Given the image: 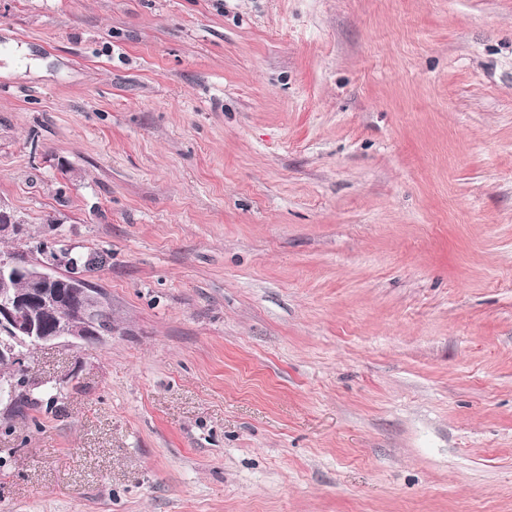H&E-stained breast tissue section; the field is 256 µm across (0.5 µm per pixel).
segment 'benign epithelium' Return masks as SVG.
Here are the masks:
<instances>
[{
  "mask_svg": "<svg viewBox=\"0 0 512 512\" xmlns=\"http://www.w3.org/2000/svg\"><path fill=\"white\" fill-rule=\"evenodd\" d=\"M38 254L34 261H0V361L17 367L10 376L0 374V404L13 403L32 386L24 349L62 342L78 347L112 331L101 319L105 296L91 287L85 272L93 256L47 242ZM18 278L29 288L10 287Z\"/></svg>",
  "mask_w": 512,
  "mask_h": 512,
  "instance_id": "benign-epithelium-1",
  "label": "benign epithelium"
}]
</instances>
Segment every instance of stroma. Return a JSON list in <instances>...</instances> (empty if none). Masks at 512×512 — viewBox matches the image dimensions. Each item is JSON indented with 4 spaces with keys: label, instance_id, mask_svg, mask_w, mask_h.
I'll list each match as a JSON object with an SVG mask.
<instances>
[{
    "label": "stroma",
    "instance_id": "obj_1",
    "mask_svg": "<svg viewBox=\"0 0 512 512\" xmlns=\"http://www.w3.org/2000/svg\"><path fill=\"white\" fill-rule=\"evenodd\" d=\"M0 201V512H512V0H0ZM73 250L42 242L38 251L41 258L35 261L11 259L22 256L0 253V361L20 370V374L15 371L7 377L0 373V405H11L33 384L24 364L25 348L62 342L77 347L112 331L101 319L105 296L91 287L86 275L99 270L107 255L99 253L100 263L85 272L94 256ZM62 268L66 280L59 272ZM18 278L29 288L22 292L9 288L11 280Z\"/></svg>",
    "mask_w": 512,
    "mask_h": 512
}]
</instances>
